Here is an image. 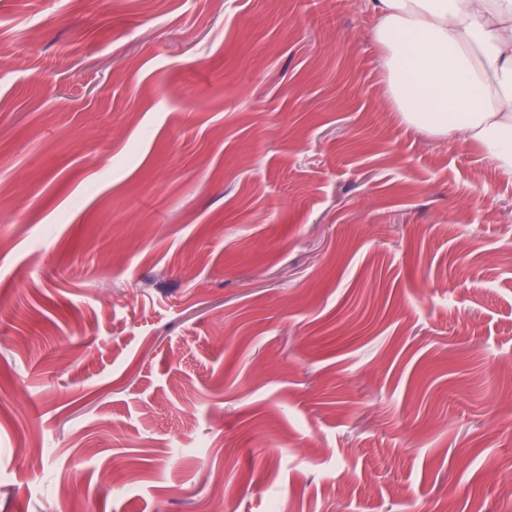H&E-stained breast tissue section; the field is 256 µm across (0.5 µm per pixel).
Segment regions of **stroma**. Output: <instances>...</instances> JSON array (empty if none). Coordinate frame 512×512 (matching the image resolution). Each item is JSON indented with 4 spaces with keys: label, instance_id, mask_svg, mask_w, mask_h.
<instances>
[{
    "label": "stroma",
    "instance_id": "35a3bbf8",
    "mask_svg": "<svg viewBox=\"0 0 512 512\" xmlns=\"http://www.w3.org/2000/svg\"><path fill=\"white\" fill-rule=\"evenodd\" d=\"M372 28L0 0V512H512V180Z\"/></svg>",
    "mask_w": 512,
    "mask_h": 512
}]
</instances>
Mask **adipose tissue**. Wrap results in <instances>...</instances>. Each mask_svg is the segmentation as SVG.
<instances>
[{"label": "adipose tissue", "mask_w": 512, "mask_h": 512, "mask_svg": "<svg viewBox=\"0 0 512 512\" xmlns=\"http://www.w3.org/2000/svg\"><path fill=\"white\" fill-rule=\"evenodd\" d=\"M403 123L458 133L512 177V0H364Z\"/></svg>", "instance_id": "adipose-tissue-1"}]
</instances>
